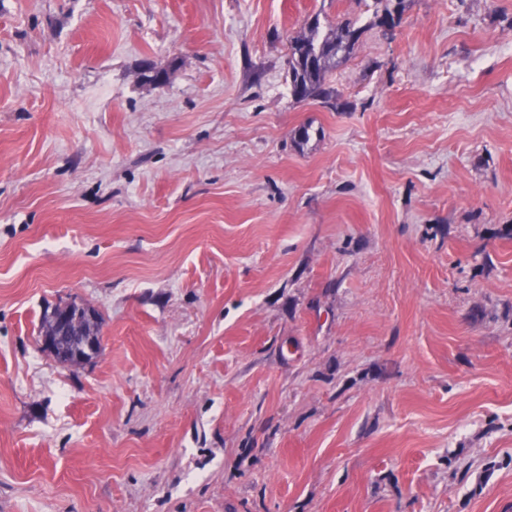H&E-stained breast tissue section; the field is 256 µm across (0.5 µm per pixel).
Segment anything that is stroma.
<instances>
[{"label":"stroma","instance_id":"35a3bbf8","mask_svg":"<svg viewBox=\"0 0 512 512\" xmlns=\"http://www.w3.org/2000/svg\"><path fill=\"white\" fill-rule=\"evenodd\" d=\"M0 512H512V0H0ZM321 27L318 17L304 26V31L289 39L288 76L293 97L299 101L319 99L336 110V90L328 81L336 59L349 55L364 27L353 20ZM75 308L77 309V316L81 311H84L87 315H92V311L86 309L84 305L71 302L61 305L63 313L56 318L55 322L54 317L60 314V306H56L51 313H46L41 321L39 343L47 354L51 355L59 343L68 342L72 344V356L75 363L68 362L65 364V367H76L89 362L101 352L103 347L104 337L100 336L102 321L99 314L93 319L81 315L76 322V327L81 335L97 337L82 338L80 336H71L73 325L72 313ZM53 323L54 329L52 334L41 336L42 333L52 330Z\"/></svg>","mask_w":512,"mask_h":512}]
</instances>
